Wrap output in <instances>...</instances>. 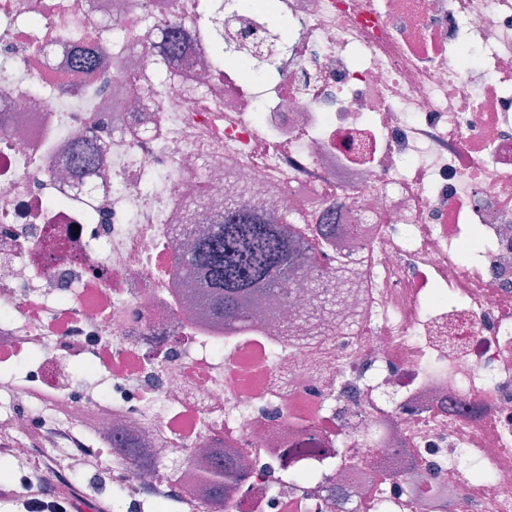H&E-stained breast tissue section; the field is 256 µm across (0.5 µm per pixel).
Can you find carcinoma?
<instances>
[{
  "label": "carcinoma",
  "mask_w": 512,
  "mask_h": 512,
  "mask_svg": "<svg viewBox=\"0 0 512 512\" xmlns=\"http://www.w3.org/2000/svg\"><path fill=\"white\" fill-rule=\"evenodd\" d=\"M222 16L221 2L211 17V53L218 64L225 61ZM155 41L166 48L163 81L171 82L177 77L175 61L181 53L180 34L174 28L160 25L146 34L145 42L151 45ZM40 51L47 57L69 55L63 43L44 44ZM71 62L91 75L109 64L107 59L94 54H75ZM100 152V145L76 137L71 160L73 172L96 175ZM306 234L307 225H293L286 216L263 218L251 209L237 206L218 218L207 234L196 238L187 255L177 258V271L195 284V300L211 319L241 331L245 328L243 305L247 300L260 291L287 296L286 288L297 271L295 250L303 244ZM249 466L246 458L234 468L226 466L224 451L216 449L196 464V479L187 493L204 499L209 505L208 512H224V502L241 492V473Z\"/></svg>",
  "instance_id": "cac0c4a2"
}]
</instances>
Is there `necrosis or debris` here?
<instances>
[{
	"instance_id": "4bbe7bcc",
	"label": "necrosis or debris",
	"mask_w": 512,
	"mask_h": 512,
	"mask_svg": "<svg viewBox=\"0 0 512 512\" xmlns=\"http://www.w3.org/2000/svg\"><path fill=\"white\" fill-rule=\"evenodd\" d=\"M201 0H0V396L11 457L49 423L153 512L187 501L168 462L254 460L230 512H512V0H226L214 62ZM133 43L82 74L37 45L97 50L77 17ZM182 35L177 80L153 26ZM104 90L88 101L90 84ZM108 141L84 195L59 163ZM333 225L332 258L249 333L190 310L178 255L232 204ZM480 242L471 245L472 232ZM341 288L333 314L320 289ZM82 365L89 379L76 383ZM153 461L130 466L117 440ZM307 472L306 482L283 471Z\"/></svg>"
}]
</instances>
